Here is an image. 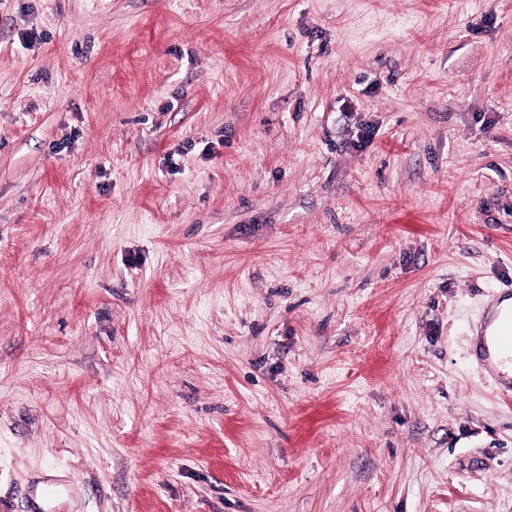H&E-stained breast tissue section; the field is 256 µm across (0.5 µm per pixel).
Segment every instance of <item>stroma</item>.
<instances>
[{
    "label": "stroma",
    "mask_w": 512,
    "mask_h": 512,
    "mask_svg": "<svg viewBox=\"0 0 512 512\" xmlns=\"http://www.w3.org/2000/svg\"><path fill=\"white\" fill-rule=\"evenodd\" d=\"M506 293L512 0H0V512H512ZM512 311V296H502L499 303L491 310L488 321L484 327L483 335L485 345L490 352L494 362L501 359L496 351L494 336L501 318L508 312ZM497 343L500 355L503 356L507 362L512 361V315L506 317L502 323L498 336ZM504 362L503 365L499 366V369L506 373H509V365Z\"/></svg>",
    "instance_id": "stroma-1"
}]
</instances>
